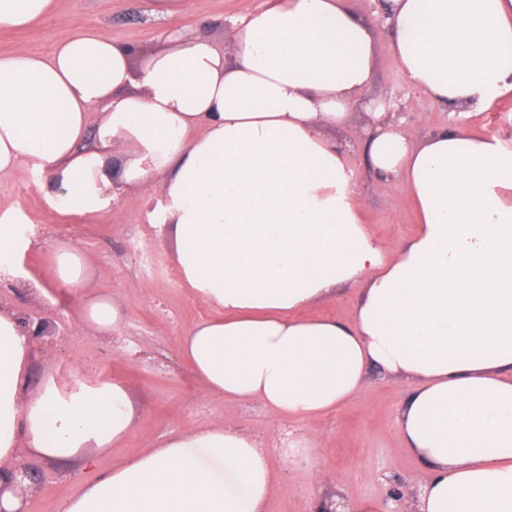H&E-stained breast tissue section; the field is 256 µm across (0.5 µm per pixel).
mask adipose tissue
Wrapping results in <instances>:
<instances>
[{"mask_svg": "<svg viewBox=\"0 0 512 512\" xmlns=\"http://www.w3.org/2000/svg\"><path fill=\"white\" fill-rule=\"evenodd\" d=\"M56 0H0V30ZM390 51L435 102L480 113L512 93V0H386ZM231 50L179 30L143 91L129 46L89 30L48 56L0 55V174L40 172L50 205L110 209L113 179L155 193L175 265L218 318L183 352L210 395L300 421L356 397L370 371L412 382L397 429L425 473L420 512H512V137L419 138L362 104L380 51L344 0H266ZM403 183L416 232L387 249L360 219L350 160ZM360 284L351 320L304 309ZM30 323L0 312V483L19 444L90 466L134 421L117 382L25 396ZM271 461L232 428L179 433L82 485L61 512H265Z\"/></svg>", "mask_w": 512, "mask_h": 512, "instance_id": "ef3b65f1", "label": "adipose tissue"}]
</instances>
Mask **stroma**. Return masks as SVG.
Segmentation results:
<instances>
[{"label":"stroma","instance_id":"1","mask_svg":"<svg viewBox=\"0 0 512 512\" xmlns=\"http://www.w3.org/2000/svg\"><path fill=\"white\" fill-rule=\"evenodd\" d=\"M266 0H182L179 13L156 17L152 0H57L55 14L34 27L0 31V55L22 48L47 55L52 47L96 26L113 41L132 49L133 71H141L168 47L166 34L187 30L218 48H227L226 21L265 5ZM385 0H347L348 8L370 21L383 50L377 62L372 95H386L393 121L408 135L454 125L478 132L512 129V94L490 110L454 115L410 87L388 50L391 27L384 16ZM352 164L359 182L362 215L374 235L396 249L418 222L405 187L378 182L362 155ZM145 192L119 194L110 210L90 213L75 208L65 213L50 206L37 175L0 174V217H18L28 230V247L18 256L26 278L41 283L43 296L23 286H0V309L26 319L47 322L48 360H35L28 371V393L39 390L46 373L70 384L116 381L134 401L135 425L119 443L98 451L94 470L66 464L35 463L19 449L15 467L37 465L39 478L27 486L25 512H60L94 472L155 447L168 437L194 429L230 426L256 436L269 448L275 490L267 512H306L315 491L314 473L341 475L349 498L382 506L391 480L408 487L424 479L423 469L404 448L396 417L410 391L404 381L370 374L354 400L313 421L288 420L256 403L207 394L180 352L181 338L194 323L214 317L215 309L197 299L178 274L172 245L145 205ZM64 246L77 248L87 263L83 290L56 287L54 255ZM109 296L119 305L124 322L116 336L98 335L83 318L86 296ZM314 436L312 462L283 464L281 453L289 434Z\"/></svg>","mask_w":512,"mask_h":512}]
</instances>
